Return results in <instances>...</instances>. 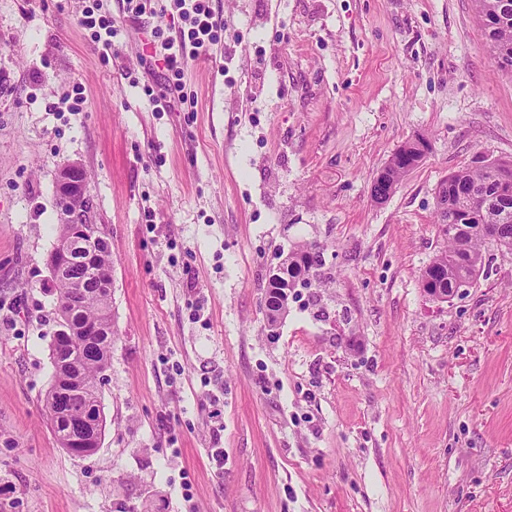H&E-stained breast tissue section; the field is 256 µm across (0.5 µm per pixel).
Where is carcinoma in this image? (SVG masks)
<instances>
[{"mask_svg": "<svg viewBox=\"0 0 512 512\" xmlns=\"http://www.w3.org/2000/svg\"><path fill=\"white\" fill-rule=\"evenodd\" d=\"M476 4L492 59L502 71L512 74V0H476ZM420 143L429 147L422 136L404 142L377 174L372 185L375 202L387 199L395 192L401 177L423 161L426 152L418 148ZM501 172L512 175V160L483 159L470 168L449 174L440 182L448 194V209L436 211L435 223L443 233L446 246L423 270L422 287L446 292L460 277L468 278L473 287L487 266V248L512 256V194H498L494 182L496 174ZM283 265L284 276L269 283L267 307L272 323L287 308L288 291L296 282L312 285L311 277L317 275L319 266L317 244H305L301 251L289 254ZM111 306L110 298H91L74 316L76 321L98 325L95 354L84 353L83 340L79 337L72 339L59 332L54 336L53 343L64 346V352L53 360L55 377L60 381L78 378L76 387L82 391L70 418L58 424L55 417H50L54 436L62 447L66 446L68 424L79 421L86 409L100 404L98 381L108 368L115 342L109 321Z\"/></svg>", "mask_w": 512, "mask_h": 512, "instance_id": "carcinoma-1", "label": "carcinoma"}]
</instances>
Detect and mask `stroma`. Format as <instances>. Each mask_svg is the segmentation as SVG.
<instances>
[{
	"label": "stroma",
	"mask_w": 512,
	"mask_h": 512,
	"mask_svg": "<svg viewBox=\"0 0 512 512\" xmlns=\"http://www.w3.org/2000/svg\"><path fill=\"white\" fill-rule=\"evenodd\" d=\"M87 3L0 0V478L17 487L0 512H512V257L448 303L420 283L438 183L512 159V76L475 0H213L220 38L162 112L143 44L170 17L103 0L104 59ZM417 135L426 158L373 202ZM70 162L113 258L88 457L43 402ZM307 241L324 285L269 327L268 279ZM93 2L92 7L83 10L80 25L91 31L93 44L100 55L105 57L112 52V38L116 30L112 26V18L95 12L100 11L103 4L99 3V0H93ZM423 142L425 152L418 148ZM429 144L423 136H416L400 146L393 159L384 166L373 180L372 196L377 203H383L395 192L401 177L418 166L425 158Z\"/></svg>",
	"instance_id": "35a3bbf8"
}]
</instances>
